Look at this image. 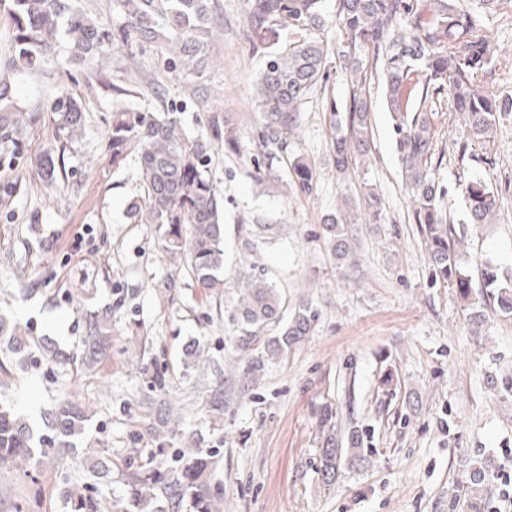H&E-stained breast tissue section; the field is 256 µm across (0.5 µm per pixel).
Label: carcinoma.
<instances>
[{"mask_svg":"<svg viewBox=\"0 0 512 512\" xmlns=\"http://www.w3.org/2000/svg\"><path fill=\"white\" fill-rule=\"evenodd\" d=\"M248 25L260 41L253 49L268 56L256 85V106L263 127L259 145L269 170L288 150V140L297 130L303 105L310 94L330 78L329 48L316 35L325 26L324 0H248ZM497 0H336V19L343 40L336 50V63L351 74L345 111L331 108L335 130L333 152L336 172L345 173L354 158L370 149L371 90L377 85L386 100L406 187L413 200V223L417 225L428 258L433 282L451 290L466 303L469 319L483 321L481 303L495 304L512 316V282L499 275L497 267L478 269L485 292L473 299V278L460 265L457 243L462 240L448 221L442 206L445 189L435 171L445 158L431 120V105L446 96L459 114L461 133L453 141L460 162L474 158L472 147L484 149L479 161L492 162L498 117L512 110V99H504L477 84L494 61L485 33L487 13ZM120 23L110 30L78 6V0H10L14 23L11 66L26 73L43 70L55 55L61 37L69 45L73 64H99L115 45L125 51L129 63L138 64L137 53L147 47L170 54L171 68L182 74H197L205 68L214 42L215 0H112ZM422 88L414 104L404 98L414 78ZM0 90V167L13 168L27 127L49 114L59 143V156L82 135L85 117L79 102L60 90L49 110L36 106L26 121L2 101ZM223 144L230 153L239 147L238 129L231 118L213 112L209 133L190 138L182 131L175 111L155 112L146 103L117 105L112 113L108 148L112 165L119 166L128 153L138 155L145 197L131 200L126 217L133 223L156 224L164 249L178 257L198 287L218 293L224 288V195L211 177L213 148ZM296 188L309 195L316 171L304 156L290 160ZM470 221L486 224L497 208L490 185L480 179L465 186ZM345 216L329 213L323 227L330 250L339 260L351 253L344 228ZM240 296L234 318L240 324L243 346H249L269 331L263 355L253 361L260 371L265 360L277 359L300 343L311 330L316 313L301 303L285 316V300L267 279L245 272L239 278ZM86 335L80 337L79 363L85 371L112 358V335L107 316L90 312L85 316ZM9 355L0 362V374L10 375L19 367L27 370L41 361L28 336L7 337ZM87 415L68 391L48 413V430L35 432L12 406L0 403V469L13 468L50 454L62 457L86 454L87 469L56 474V489L67 512H106L104 487L111 482L112 455L99 448L77 447L84 434ZM316 474L325 487L336 483L341 464L363 461L360 435L352 427L338 430L336 409L320 408ZM213 455L176 452L171 457L148 454L120 469L129 497L121 512H221L222 498L208 475ZM467 478L453 507L459 512H487L486 482L490 465H466ZM32 494L6 500L9 512H40L41 488L37 474Z\"/></svg>","mask_w":512,"mask_h":512,"instance_id":"carcinoma-1","label":"carcinoma"}]
</instances>
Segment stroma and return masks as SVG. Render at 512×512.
Returning a JSON list of instances; mask_svg holds the SVG:
<instances>
[{
	"instance_id": "stroma-1",
	"label": "stroma",
	"mask_w": 512,
	"mask_h": 512,
	"mask_svg": "<svg viewBox=\"0 0 512 512\" xmlns=\"http://www.w3.org/2000/svg\"><path fill=\"white\" fill-rule=\"evenodd\" d=\"M221 33L201 73L167 72L166 57L143 56L161 94L151 106L180 107L185 131L206 133L208 111L229 113L241 133L237 153L216 150L212 171L224 194V290L210 294L161 247L155 225L132 223L126 204L142 195L138 157L113 168L105 144L112 127L111 97L100 78L127 85L122 50L110 51L105 74L70 65L59 55L54 73L11 67L13 23L0 5V87L20 112L49 105L67 89L82 105L85 131L65 153L56 187L35 171L55 145L51 125L28 131L25 178L11 206L0 209V310L21 331L73 354L85 333L86 313L112 312V358L75 380L92 447L123 452L200 445L215 454L213 483L223 512H448V496L464 479L466 462L490 464V498L500 476L512 474V319L486 310L474 325L449 289L434 285L424 246L411 219L413 203L387 105L371 94V151L338 175L329 128V101L345 106L350 75L332 70L325 87L304 106L289 153L308 158L317 173L312 194L292 184L287 162L266 175L256 145L262 119L256 82L265 65L254 52L247 0H220ZM496 47L483 82L512 97V0H498L486 21ZM206 103L197 100L198 87ZM491 153L495 167L460 166L446 154L435 177L446 209L463 235V269L476 274L487 260L512 275V112L502 115ZM483 177L497 191L488 224L467 221L465 185ZM383 201L379 216L365 197ZM346 216L355 255L336 263L321 220ZM275 230L257 242L250 230ZM249 269L280 288L289 305L311 302L318 317L287 357L248 374L262 343L240 347L231 320L237 274ZM201 357L186 358L190 344ZM160 385L159 405L143 398ZM223 396L224 409L211 402ZM57 396L44 370L17 373L0 387L31 426ZM331 402L339 420L357 427L364 459L340 470L335 487L315 473L320 434L317 411ZM172 405L178 426L152 435L149 424Z\"/></svg>"
}]
</instances>
